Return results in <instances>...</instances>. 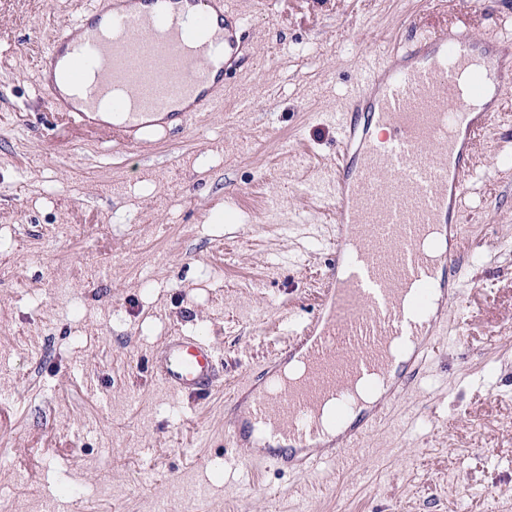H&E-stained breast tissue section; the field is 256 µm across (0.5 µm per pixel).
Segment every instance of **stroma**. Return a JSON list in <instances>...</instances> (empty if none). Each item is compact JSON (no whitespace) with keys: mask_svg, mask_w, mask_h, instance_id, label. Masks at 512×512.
I'll list each match as a JSON object with an SVG mask.
<instances>
[{"mask_svg":"<svg viewBox=\"0 0 512 512\" xmlns=\"http://www.w3.org/2000/svg\"><path fill=\"white\" fill-rule=\"evenodd\" d=\"M99 0H0V493L40 512H512V89L463 183L462 299L419 385L344 461L254 474L229 456L224 400L317 310L336 111L362 56L409 29L512 40V4L230 0L248 61L224 109L136 147L73 130L35 56ZM209 337L224 376L201 404L166 393L152 353Z\"/></svg>","mask_w":512,"mask_h":512,"instance_id":"1","label":"stroma"}]
</instances>
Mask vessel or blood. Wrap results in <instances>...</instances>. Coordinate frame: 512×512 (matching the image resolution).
<instances>
[{
  "instance_id": "b4317fda",
  "label": "vessel or blood",
  "mask_w": 512,
  "mask_h": 512,
  "mask_svg": "<svg viewBox=\"0 0 512 512\" xmlns=\"http://www.w3.org/2000/svg\"><path fill=\"white\" fill-rule=\"evenodd\" d=\"M139 2L100 0L92 17L58 32L37 61L41 90L77 128L131 141L149 129H181L223 105L224 74L212 49L223 45L225 65L236 62L242 15L224 0H147L148 12ZM497 44V37L451 27L362 57L358 88L336 112L341 148L328 186L336 230L324 310L274 362L245 372L226 398L224 437L239 461L312 471L322 457H343L419 382L447 323L436 279L460 264L451 243L462 235L473 140L497 112L485 97L512 87V60ZM75 63L93 79L82 83L74 105L53 72ZM106 100L115 121L98 114ZM362 112L390 129L386 146L358 131ZM397 336L414 345L406 373L384 403L328 440L326 424L343 425L352 409L348 387L387 373ZM223 368L212 341L181 333L168 337L152 363L164 390L195 403L218 386ZM261 424L277 446L259 443Z\"/></svg>"
}]
</instances>
